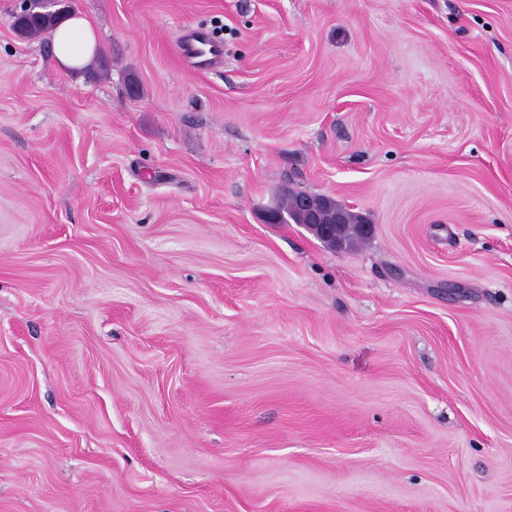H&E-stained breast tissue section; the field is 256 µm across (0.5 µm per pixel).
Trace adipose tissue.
I'll return each instance as SVG.
<instances>
[{"label": "adipose tissue", "instance_id": "obj_1", "mask_svg": "<svg viewBox=\"0 0 512 512\" xmlns=\"http://www.w3.org/2000/svg\"><path fill=\"white\" fill-rule=\"evenodd\" d=\"M51 48L60 66L67 69L82 68L99 49L96 29L81 14L67 16L53 29Z\"/></svg>", "mask_w": 512, "mask_h": 512}]
</instances>
